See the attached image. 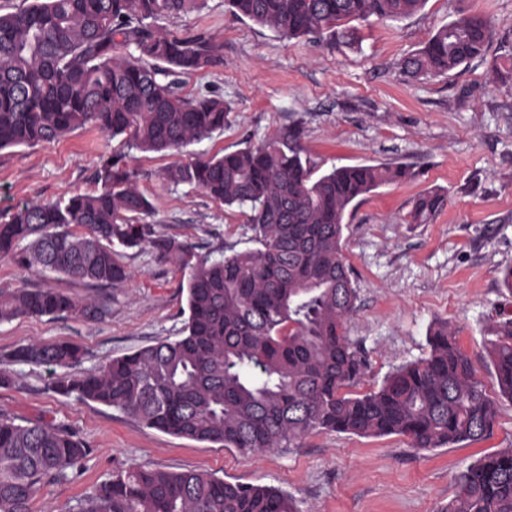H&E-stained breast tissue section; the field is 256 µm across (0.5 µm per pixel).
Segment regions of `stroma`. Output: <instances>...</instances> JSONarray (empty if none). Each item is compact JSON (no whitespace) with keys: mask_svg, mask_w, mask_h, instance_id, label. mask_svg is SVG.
Returning <instances> with one entry per match:
<instances>
[{"mask_svg":"<svg viewBox=\"0 0 512 512\" xmlns=\"http://www.w3.org/2000/svg\"><path fill=\"white\" fill-rule=\"evenodd\" d=\"M461 12L490 17L484 55L445 76L406 75L404 57ZM154 25L209 38L219 64L178 81L185 94L212 92L232 107L224 130L188 146L185 158L220 156L298 122L315 175L361 164L420 171L419 179L368 194L345 215L343 253L358 293L346 332L369 363L355 393L377 389L395 368L427 356L428 330L444 322L486 393L495 394L490 325L498 313L512 315V291L503 282L512 268V0H428L401 22L361 23V46L333 49L235 18L224 0H206L202 11ZM121 149L139 173L137 187L152 204L147 221L158 235L213 259L254 248L243 209L165 181L172 157L126 148L123 138L90 126L0 151V217L93 191L102 156ZM433 187L447 189V207L432 223H411L415 198ZM118 260L130 279L92 285L0 259V291L52 288L106 311L99 320L62 314L0 322V355L31 342H71L83 351L69 370L79 374L180 336L188 318L186 274L148 243L119 248ZM10 369L12 383L0 386V415L60 426L90 450L78 470L43 480L32 512H69L96 484L132 466L202 470L275 487L294 498L298 512H443L459 490L458 475L481 453L512 448V403L505 402L491 436L474 443L421 450L398 435L319 430L289 447L247 455L56 393L50 385L64 368L15 362Z\"/></svg>","mask_w":512,"mask_h":512,"instance_id":"1","label":"stroma"}]
</instances>
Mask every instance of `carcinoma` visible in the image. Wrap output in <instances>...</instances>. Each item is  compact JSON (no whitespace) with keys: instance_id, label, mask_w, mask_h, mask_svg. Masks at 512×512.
Instances as JSON below:
<instances>
[{"instance_id":"carcinoma-1","label":"carcinoma","mask_w":512,"mask_h":512,"mask_svg":"<svg viewBox=\"0 0 512 512\" xmlns=\"http://www.w3.org/2000/svg\"><path fill=\"white\" fill-rule=\"evenodd\" d=\"M427 0H224L233 16L288 39L313 36L361 44L355 21H399ZM205 0H32L0 13V150L48 142L94 126L142 151L174 154L224 129L230 103L183 95L173 76L219 63L203 35L178 37L148 20L200 10ZM491 20L460 13L404 61L414 77H439L481 55ZM303 128L283 126L258 145L169 167L174 184L201 188L226 207L247 208L259 248L210 260L136 222L152 204L126 155L101 160L97 189L25 206L0 223V257L24 269L96 284L129 273L115 245L153 244L187 279L181 336L53 381L64 395L119 409L148 428L245 453L286 448L317 430L405 436L424 450L489 437L500 400L512 402V319L492 326L488 355L498 394L488 395L448 325L430 328L427 357L388 375L366 394L347 392L367 370L346 336L357 290L342 250L344 216L356 201L416 178L408 166L353 165L313 178ZM448 191L419 195L414 224L430 223ZM84 228L77 234L71 227ZM28 245H23L24 241ZM103 310L53 289L0 293V321ZM70 342L31 343L0 358L68 366ZM74 435L50 424L0 417V512H31L46 476L61 478L87 456ZM70 512H298L273 487L233 484L205 471L131 467L112 475ZM444 512H512V448L488 453L459 477Z\"/></svg>"}]
</instances>
